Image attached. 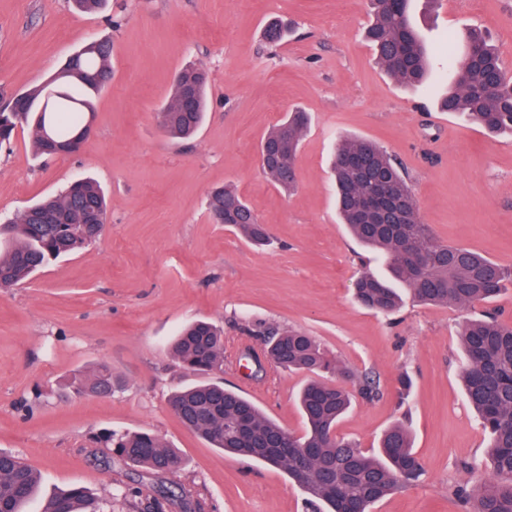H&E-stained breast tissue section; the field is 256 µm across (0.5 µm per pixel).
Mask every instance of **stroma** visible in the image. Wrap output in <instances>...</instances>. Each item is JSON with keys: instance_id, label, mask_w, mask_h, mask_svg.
I'll list each match as a JSON object with an SVG mask.
<instances>
[{"instance_id": "1", "label": "stroma", "mask_w": 512, "mask_h": 512, "mask_svg": "<svg viewBox=\"0 0 512 512\" xmlns=\"http://www.w3.org/2000/svg\"><path fill=\"white\" fill-rule=\"evenodd\" d=\"M415 27L435 51L430 79L411 89L385 75L364 38L367 0H107L98 13L70 0H0V106L43 83L83 44L112 42V79L93 95V132L77 154L36 157L29 128L0 148V219L94 178L109 198L102 236L49 262L24 285L0 290V451L41 473L42 492L73 484L107 512H146L157 485L184 488L201 512H307L283 471L225 455L184 427L168 404L195 380L171 355L180 329L199 319L223 326L224 383L286 431H304L295 404L307 372L251 377L241 352L269 326L316 336L356 374L376 375L382 395L356 400L336 427L365 452L395 421L407 422L424 474L370 512H466L456 493L493 478L489 437L466 402L458 332L495 313L512 323V285L465 307L405 300L383 315L358 305L355 278L380 271L373 253L340 224L330 157L339 136L384 147L405 167L423 223L448 245L512 269V137L492 136L440 111L449 32L488 28L512 75V0H412ZM291 24L268 45L272 20ZM189 65L210 75L200 132L171 140L157 114ZM307 112L297 188H275L259 162L262 137L288 112ZM229 185L264 224L252 245L206 209ZM107 363L124 386L77 396L67 383ZM412 380L406 398L398 379ZM148 430L178 449L179 468L138 475L112 463L92 439ZM139 486V508L117 493Z\"/></svg>"}]
</instances>
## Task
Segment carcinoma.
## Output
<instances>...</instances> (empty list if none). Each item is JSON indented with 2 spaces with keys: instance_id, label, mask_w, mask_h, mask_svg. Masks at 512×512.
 <instances>
[{
  "instance_id": "cac0c4a2",
  "label": "carcinoma",
  "mask_w": 512,
  "mask_h": 512,
  "mask_svg": "<svg viewBox=\"0 0 512 512\" xmlns=\"http://www.w3.org/2000/svg\"><path fill=\"white\" fill-rule=\"evenodd\" d=\"M371 22L366 29L377 63L405 87L421 84L431 65L430 51L416 32L410 0H369ZM112 42L93 40L69 58L51 80L63 92L39 111L48 87L35 86L13 97L11 111L0 112V144L15 130L32 126L36 155H50L48 139L68 141L93 117L90 94L111 80ZM448 69L454 86L440 99V109L458 114L490 134L512 135V77L504 72L496 49L479 27L448 34ZM209 76L199 66L185 68L174 80L172 100L159 113L160 125L171 138L186 139L201 125L207 107ZM308 116L296 110L270 129L260 148L267 147L296 161ZM349 155L363 158L364 168L351 170L341 163ZM278 188L291 191L276 161L262 167ZM336 208L353 237L377 253L390 273L386 280L363 273L354 282L357 301L376 312L389 314L402 302L401 291L423 304L468 306L496 296L512 283V270L460 246L442 244L422 223L416 200L401 164L374 142L361 137L341 138L332 162ZM386 181L393 195L409 211L408 224H373L361 207L373 185ZM208 209L217 223L229 221L251 242H267L264 226L246 201L232 188L210 192ZM108 201L102 188L85 179L46 197L0 225L7 247L0 252V289L28 281L50 259L80 251L99 238L107 223ZM461 343L467 354L461 377L464 395L490 437L489 453L495 478L457 489L472 505V512H512V324L486 319L463 324ZM224 330L208 321L185 326L172 342L178 362L200 380L173 393L168 403L183 425L215 448L285 471L305 494L310 512H369L372 504L417 482L423 467L412 451L406 424L396 422L384 433L377 454L370 455L351 440L336 436V424L350 409L354 396L380 398L379 381L369 374L358 377L356 393L334 383L354 375L339 364L315 337L295 330L268 328L245 358L261 372L266 367L309 372L298 393L306 424L301 436L290 434L265 416L239 392L224 387ZM121 380L106 363L89 374H76L69 387L78 395L108 396ZM97 444L114 461L162 475L173 472L180 458L176 450L147 431H109ZM40 476L18 457L0 452V503L8 512H24L35 496ZM186 496L185 492L178 494ZM166 487L155 490V512L178 496ZM41 512H104L99 499L80 485L58 491L44 500Z\"/></svg>"
}]
</instances>
